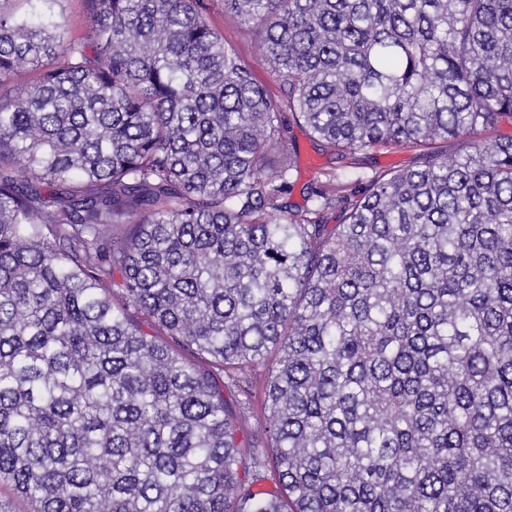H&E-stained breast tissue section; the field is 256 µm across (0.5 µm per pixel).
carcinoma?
Listing matches in <instances>:
<instances>
[{"instance_id":"carcinoma-1","label":"carcinoma","mask_w":512,"mask_h":512,"mask_svg":"<svg viewBox=\"0 0 512 512\" xmlns=\"http://www.w3.org/2000/svg\"><path fill=\"white\" fill-rule=\"evenodd\" d=\"M9 2L0 512H512V138L435 147L512 116V0H222L274 90L204 0ZM294 122L417 165L294 209ZM46 24L59 23V30L66 37H78L84 33L90 23L85 0H55L51 9L43 14ZM205 1L210 8L208 19L211 25L224 36L225 41L235 46L241 59L250 65L255 81L275 89L276 75L262 57L259 39L235 15L224 13V5L220 0ZM249 378L252 382V390L255 398H253V413L247 423L242 425L239 431L240 438L245 437L257 425V421H262L264 417L263 398L267 380V367L265 363L254 364L249 368Z\"/></svg>"}]
</instances>
